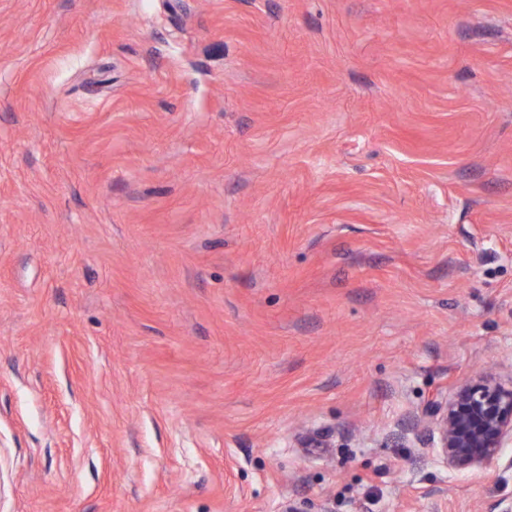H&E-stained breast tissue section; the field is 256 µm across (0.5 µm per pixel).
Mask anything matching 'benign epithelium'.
<instances>
[{"label": "benign epithelium", "mask_w": 512, "mask_h": 512, "mask_svg": "<svg viewBox=\"0 0 512 512\" xmlns=\"http://www.w3.org/2000/svg\"><path fill=\"white\" fill-rule=\"evenodd\" d=\"M420 422L448 469L477 472L512 443V377L479 371L452 398L431 401Z\"/></svg>", "instance_id": "benign-epithelium-1"}]
</instances>
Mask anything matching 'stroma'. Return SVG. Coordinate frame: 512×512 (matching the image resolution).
<instances>
[{"instance_id": "obj_1", "label": "stroma", "mask_w": 512, "mask_h": 512, "mask_svg": "<svg viewBox=\"0 0 512 512\" xmlns=\"http://www.w3.org/2000/svg\"><path fill=\"white\" fill-rule=\"evenodd\" d=\"M481 368L512 0H0V512H497ZM420 422L448 469L480 471L512 443V376L476 372L451 399L431 401Z\"/></svg>"}]
</instances>
